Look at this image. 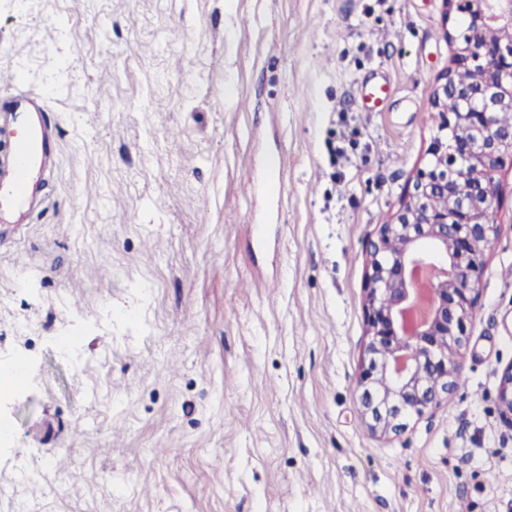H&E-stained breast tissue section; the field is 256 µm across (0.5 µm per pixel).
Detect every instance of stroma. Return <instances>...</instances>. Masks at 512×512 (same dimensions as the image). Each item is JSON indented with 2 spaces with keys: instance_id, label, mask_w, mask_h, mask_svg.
Returning <instances> with one entry per match:
<instances>
[{
  "instance_id": "obj_1",
  "label": "stroma",
  "mask_w": 512,
  "mask_h": 512,
  "mask_svg": "<svg viewBox=\"0 0 512 512\" xmlns=\"http://www.w3.org/2000/svg\"><path fill=\"white\" fill-rule=\"evenodd\" d=\"M453 54L444 0H0V73L56 129L0 233L22 512H512L511 157L465 387L398 434L362 419L370 242Z\"/></svg>"
}]
</instances>
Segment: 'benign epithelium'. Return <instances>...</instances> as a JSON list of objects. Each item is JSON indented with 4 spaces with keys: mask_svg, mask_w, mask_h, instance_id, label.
<instances>
[{
    "mask_svg": "<svg viewBox=\"0 0 512 512\" xmlns=\"http://www.w3.org/2000/svg\"><path fill=\"white\" fill-rule=\"evenodd\" d=\"M466 16L448 33L452 67L434 95L440 130L396 219L370 243L364 318L368 363L359 378L362 416L374 433L404 429L456 391L467 324L479 299L484 242L498 235L495 173L512 156V0H448ZM450 252H445L448 243ZM512 415V366L501 376Z\"/></svg>",
    "mask_w": 512,
    "mask_h": 512,
    "instance_id": "obj_1",
    "label": "benign epithelium"
}]
</instances>
